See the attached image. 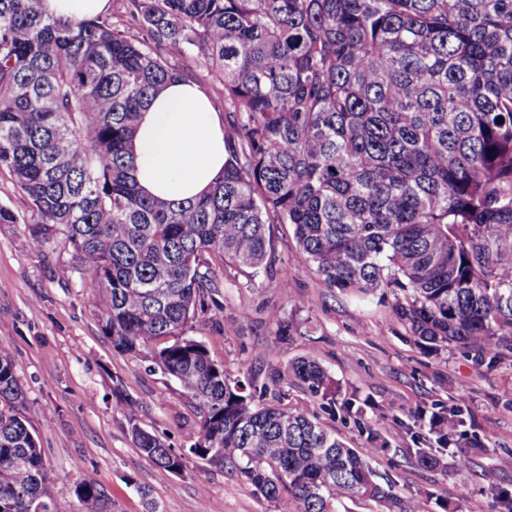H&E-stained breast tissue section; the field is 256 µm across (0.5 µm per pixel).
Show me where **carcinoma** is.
I'll return each instance as SVG.
<instances>
[{"instance_id":"obj_1","label":"carcinoma","mask_w":512,"mask_h":512,"mask_svg":"<svg viewBox=\"0 0 512 512\" xmlns=\"http://www.w3.org/2000/svg\"><path fill=\"white\" fill-rule=\"evenodd\" d=\"M196 57L224 88V175L205 196L141 193L128 143L141 113ZM0 169L27 198L31 236L71 252L101 330L196 402L177 452L130 422L135 446L176 474L195 456L235 472L277 512H422L379 483L362 451L315 411L284 403L288 379L378 436L310 357L289 375L232 379L185 334L224 311L215 257L267 264L289 225L330 288L393 292L391 318L427 352L512 356V0H122L117 16L47 14L0 0ZM26 395L0 339V512L53 508ZM435 441L465 436L463 405L420 411ZM411 455L441 465L429 444ZM82 512H108L95 480Z\"/></svg>"}]
</instances>
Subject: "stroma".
I'll return each instance as SVG.
<instances>
[{
  "instance_id": "obj_1",
  "label": "stroma",
  "mask_w": 512,
  "mask_h": 512,
  "mask_svg": "<svg viewBox=\"0 0 512 512\" xmlns=\"http://www.w3.org/2000/svg\"><path fill=\"white\" fill-rule=\"evenodd\" d=\"M0 206L17 217L0 223V338L12 344L58 512H79L74 484L84 474L107 490L112 512H146L149 498L160 512H276L234 473L192 457L176 476L140 453L130 420L167 446L186 448L199 429L195 401L147 354L113 349L70 254L34 243L27 202L1 169ZM271 247L258 271L225 266L223 313L190 322L188 335L239 379L301 356L316 359L337 400L366 399L383 443L367 462L380 482L422 498L427 512H503L500 496L512 494V357L490 366L453 347L424 352L392 320L389 289L361 296L328 287L306 267L287 225L273 226ZM243 309L249 318H240ZM287 323L296 333L278 341ZM458 401L468 412L467 436L443 449L442 467L417 466L413 439L431 437L419 410ZM457 454L471 458L469 472L456 470ZM487 469L497 473V487L485 482Z\"/></svg>"
}]
</instances>
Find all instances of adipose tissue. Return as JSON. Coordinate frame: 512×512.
<instances>
[{"label":"adipose tissue","instance_id":"1","mask_svg":"<svg viewBox=\"0 0 512 512\" xmlns=\"http://www.w3.org/2000/svg\"><path fill=\"white\" fill-rule=\"evenodd\" d=\"M132 149L147 194L174 202L198 197L224 173V116L203 86L175 80L143 112Z\"/></svg>","mask_w":512,"mask_h":512}]
</instances>
